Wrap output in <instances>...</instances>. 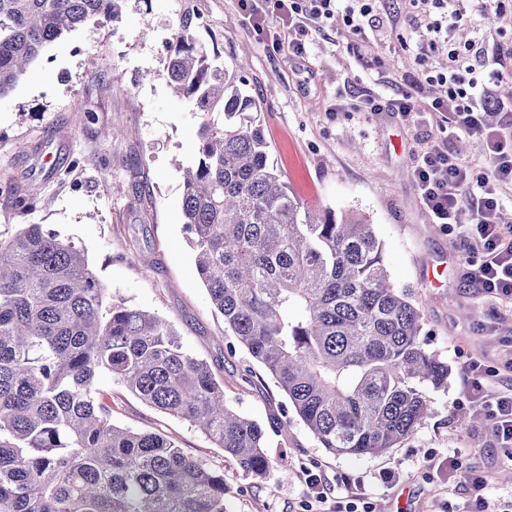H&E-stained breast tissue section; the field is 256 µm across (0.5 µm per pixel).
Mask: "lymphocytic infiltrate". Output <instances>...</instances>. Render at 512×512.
I'll return each instance as SVG.
<instances>
[{
	"instance_id": "1",
	"label": "lymphocytic infiltrate",
	"mask_w": 512,
	"mask_h": 512,
	"mask_svg": "<svg viewBox=\"0 0 512 512\" xmlns=\"http://www.w3.org/2000/svg\"><path fill=\"white\" fill-rule=\"evenodd\" d=\"M416 10L403 16L380 8L377 0H239V6L256 31H263L268 19H279L288 33V50L304 57L313 32L336 12L354 29L369 26L379 37L400 25L424 30L416 44L420 59H428L436 38L452 37L464 15L458 0H414ZM442 94L427 109L434 116L440 137L420 156L414 178L423 205L434 223L456 224L462 214L475 223L471 238L482 253L471 273L472 280L486 293L512 299V238L506 237L495 221L501 193L512 192V40L492 46L478 39L464 46L449 45L448 61L435 75ZM421 82L413 76L395 98L383 100L372 92L357 93L367 112L417 114L415 90ZM498 120L488 124L487 110ZM458 128L486 145L484 161L462 164L456 161L446 136L448 128ZM469 398L481 404L493 421L502 445L512 457V393L487 398L483 380L491 371L470 362Z\"/></svg>"
}]
</instances>
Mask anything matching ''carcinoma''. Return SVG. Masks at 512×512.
Instances as JSON below:
<instances>
[{
	"label": "carcinoma",
	"mask_w": 512,
	"mask_h": 512,
	"mask_svg": "<svg viewBox=\"0 0 512 512\" xmlns=\"http://www.w3.org/2000/svg\"><path fill=\"white\" fill-rule=\"evenodd\" d=\"M120 0H0V100L45 50ZM184 19L169 45L176 94L203 112L182 168L185 232L224 329L288 400L264 425L168 320L123 302L83 251L44 224L0 241V512H226L224 468L172 439L120 427L100 374L188 422L258 481L268 431L288 413L334 455H380L432 413L448 363L421 335L407 287L391 282L374 227L312 208L269 162L259 103L238 72L198 47Z\"/></svg>",
	"instance_id": "obj_1"
}]
</instances>
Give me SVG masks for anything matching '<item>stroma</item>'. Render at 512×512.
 Here are the masks:
<instances>
[{"mask_svg": "<svg viewBox=\"0 0 512 512\" xmlns=\"http://www.w3.org/2000/svg\"><path fill=\"white\" fill-rule=\"evenodd\" d=\"M191 17L193 35L226 68L247 59V89L261 104L270 160L289 189L311 206L354 212L373 224L392 282L410 287L422 334L446 360L448 386L430 391L433 412L412 437L380 456H334L299 419L270 435L275 464L264 481L229 470L228 512H303L300 479L317 467L329 501L358 497L371 512H464L471 488L449 458L476 466L491 500L512 499V460L495 427L466 399L470 358L498 367L494 388L512 386V299H496L470 278L469 217L432 223L414 182L417 156L435 125L398 112L336 111L366 89L393 98L418 70L415 35L368 34L362 46L342 21L314 35L304 58L276 44L281 29L257 34L237 0H123L117 18H92L52 43L0 101V240L25 224L72 239L113 301L172 322L187 350L213 364L224 397L265 422L285 398L242 348L231 347L194 266L183 226L180 165L197 151L201 121L177 97L165 70L167 45ZM26 197V211L15 207ZM113 421L161 432L188 454L220 465L224 453L185 421L148 407L109 375Z\"/></svg>", "mask_w": 512, "mask_h": 512, "instance_id": "stroma-1", "label": "stroma"}]
</instances>
